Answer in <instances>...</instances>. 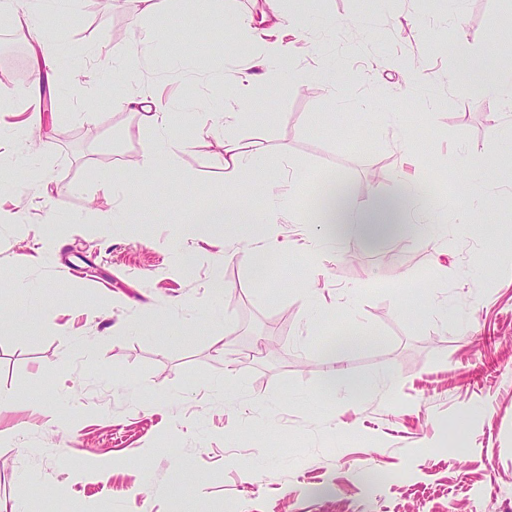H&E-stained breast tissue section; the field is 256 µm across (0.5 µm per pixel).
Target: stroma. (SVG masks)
Wrapping results in <instances>:
<instances>
[{
  "mask_svg": "<svg viewBox=\"0 0 512 512\" xmlns=\"http://www.w3.org/2000/svg\"><path fill=\"white\" fill-rule=\"evenodd\" d=\"M263 5L236 0L228 20L181 0H51L34 22L60 42L36 101L21 22L0 16V157L25 160L0 191L2 210L24 201L0 224V308L15 319L0 330V512H512V105L448 78L462 51L490 68L512 53V0H282L296 49L243 95L237 135L265 146L267 176L302 180L275 226L283 254L244 226L189 228L224 203V149L195 104L227 108ZM132 31L146 42L131 92L159 90L185 125L167 179L115 224L111 179L160 137L115 99ZM401 57L422 92L393 69ZM399 169L428 185L442 238L308 251L320 183L366 206ZM65 188L72 223L55 235L45 215ZM241 245L263 269L225 259ZM348 331L367 338L347 363L358 392L325 379Z\"/></svg>",
  "mask_w": 512,
  "mask_h": 512,
  "instance_id": "obj_1",
  "label": "stroma"
}]
</instances>
